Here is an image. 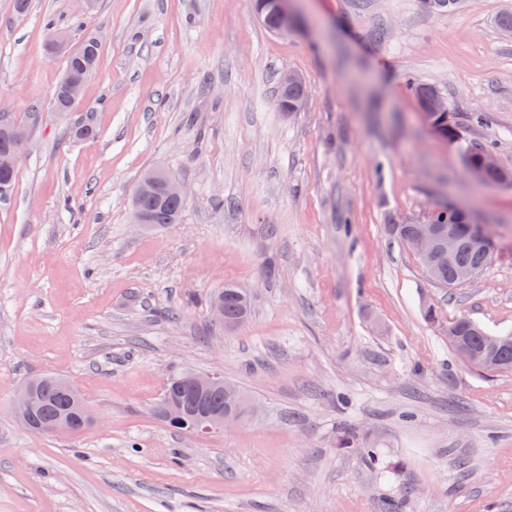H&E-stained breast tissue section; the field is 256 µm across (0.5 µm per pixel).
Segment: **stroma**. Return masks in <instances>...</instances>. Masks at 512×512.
<instances>
[{
  "instance_id": "obj_1",
  "label": "stroma",
  "mask_w": 512,
  "mask_h": 512,
  "mask_svg": "<svg viewBox=\"0 0 512 512\" xmlns=\"http://www.w3.org/2000/svg\"><path fill=\"white\" fill-rule=\"evenodd\" d=\"M270 32L253 0H96L99 71L52 107L80 0H0V114L28 130L0 200V512H512V371L462 366L448 321L512 332V186L477 185L463 146L512 172V0H293ZM304 106H276L282 72ZM448 101L451 145L410 83ZM207 94H200V87ZM88 124L90 139L74 137ZM189 189L179 223L138 231L147 169ZM468 207L499 252L471 282L430 281L389 225ZM232 283L252 315L216 323ZM437 317L427 320L426 307ZM223 372L260 410L207 437L150 411L166 379ZM54 373L96 417L69 437L22 431L17 387ZM376 448L382 468L358 448ZM290 0H277L275 9L277 13V34H288L289 31H296L299 26L298 17L290 7Z\"/></svg>"
}]
</instances>
